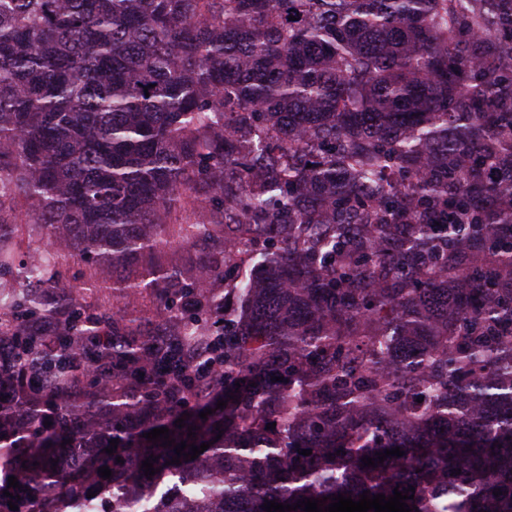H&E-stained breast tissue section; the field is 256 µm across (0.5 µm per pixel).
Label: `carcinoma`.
<instances>
[{
    "mask_svg": "<svg viewBox=\"0 0 512 512\" xmlns=\"http://www.w3.org/2000/svg\"><path fill=\"white\" fill-rule=\"evenodd\" d=\"M2 375L18 512H512V0H0ZM70 274L75 275H85L91 276L93 280H96L100 285V290L97 294L93 295L90 299L95 305H103L106 307H111L112 304H118L120 308H123V313L127 318H136L141 316L149 303L142 299H133V298H118L119 301H116V297L119 296L118 290H112V272L109 273L106 269H102L97 267L96 269H92L91 271L87 266L82 263H71L70 264Z\"/></svg>",
    "mask_w": 512,
    "mask_h": 512,
    "instance_id": "cac0c4a2",
    "label": "carcinoma"
}]
</instances>
